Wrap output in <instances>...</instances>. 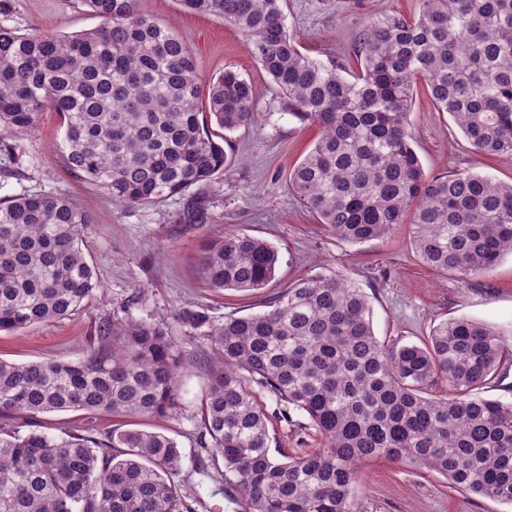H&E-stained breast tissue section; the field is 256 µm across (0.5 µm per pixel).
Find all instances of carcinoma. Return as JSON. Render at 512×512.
<instances>
[{
  "instance_id": "carcinoma-1",
  "label": "carcinoma",
  "mask_w": 512,
  "mask_h": 512,
  "mask_svg": "<svg viewBox=\"0 0 512 512\" xmlns=\"http://www.w3.org/2000/svg\"><path fill=\"white\" fill-rule=\"evenodd\" d=\"M83 2L98 27H0V131H32L43 112L59 113L69 169L122 205L211 181L226 155L208 124L254 125L252 86L233 70L203 86L189 46L141 0ZM180 2L237 28L288 112L319 127L289 174L318 223L360 244L410 212L423 262L462 281L512 255V183L476 171L427 177L407 130L422 81L478 154L512 156V0H421L418 17L370 27L352 73L298 48L287 0ZM86 223L58 196L0 201V332L63 320L89 300L99 283L82 249ZM278 262L267 241L226 231L204 248L202 272L217 292H258ZM187 338L219 356L202 422L245 512H356V465L380 457L512 503V403L481 395L508 357L505 340L459 318L438 324L423 347L382 342L367 296L338 273L303 279L268 310L222 323L193 304L171 324L107 320L77 361L0 360V417H168L181 403ZM438 379L453 398L428 397ZM256 386L305 415L320 447L275 458ZM181 462L161 432L0 429V512H183Z\"/></svg>"
}]
</instances>
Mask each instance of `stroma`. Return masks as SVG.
I'll use <instances>...</instances> for the list:
<instances>
[{
    "instance_id": "stroma-1",
    "label": "stroma",
    "mask_w": 512,
    "mask_h": 512,
    "mask_svg": "<svg viewBox=\"0 0 512 512\" xmlns=\"http://www.w3.org/2000/svg\"><path fill=\"white\" fill-rule=\"evenodd\" d=\"M157 21L172 26L193 51L204 79L230 68L254 89L256 123L228 133L229 159L209 184L152 205L123 206L104 189L71 172L62 153L64 128L43 113L35 131L16 133L0 145V199L24 193L64 197L89 218L82 247L99 286L84 308L66 319L0 334V358L16 363L46 357L82 358L104 320L168 323L186 303L225 316L265 311L283 289L299 280L336 272L367 295L376 336L420 345L444 320L467 318L495 331H512V255L494 270L461 281L436 271L417 255L413 227L399 224L385 237L350 244L318 224L289 188L288 174L313 147L319 130L291 116L281 93L250 54L244 37L223 20L189 13L179 0H142ZM420 0H288L287 23L302 52L321 61L355 62L371 24L412 19ZM82 0H0V26L22 33L68 35L99 25ZM408 130L428 176L454 170L512 182V156L476 154L449 113L438 111L418 86ZM231 231L266 240L279 252L274 279L257 293L213 291L202 275V244ZM189 371L181 380V404L161 421H130L85 411L46 413L31 421L51 436L76 431L98 438L134 425L175 439L183 453L180 482L186 512H241L234 491L206 463L214 457L201 421L208 365L217 358L204 343L182 345ZM257 399L268 416L272 451L290 454L320 440L299 412L282 418L268 394ZM360 512H512V504L450 489L437 472L390 459L360 468Z\"/></svg>"
}]
</instances>
